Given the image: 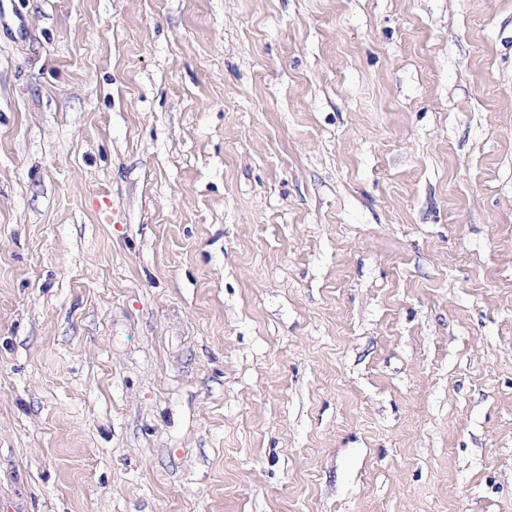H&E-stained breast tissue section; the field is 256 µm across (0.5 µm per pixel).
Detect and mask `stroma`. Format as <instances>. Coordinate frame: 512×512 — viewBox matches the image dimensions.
<instances>
[{
  "mask_svg": "<svg viewBox=\"0 0 512 512\" xmlns=\"http://www.w3.org/2000/svg\"><path fill=\"white\" fill-rule=\"evenodd\" d=\"M0 512H512V0H0Z\"/></svg>",
  "mask_w": 512,
  "mask_h": 512,
  "instance_id": "1",
  "label": "stroma"
}]
</instances>
